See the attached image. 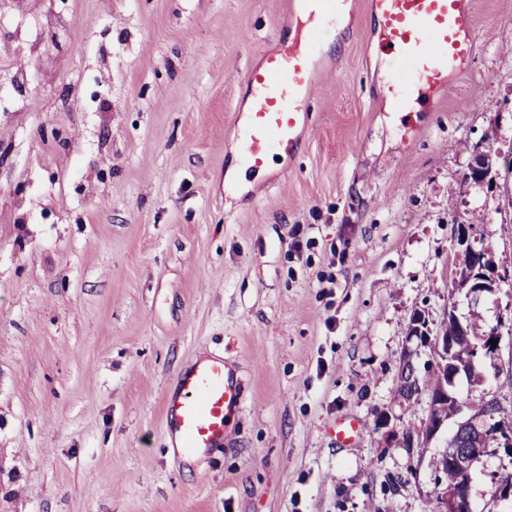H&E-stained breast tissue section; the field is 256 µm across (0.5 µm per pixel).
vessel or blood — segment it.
I'll return each instance as SVG.
<instances>
[{
    "label": "vessel or blood",
    "instance_id": "1",
    "mask_svg": "<svg viewBox=\"0 0 512 512\" xmlns=\"http://www.w3.org/2000/svg\"><path fill=\"white\" fill-rule=\"evenodd\" d=\"M352 0H290L287 45L250 66L244 81L249 101L235 124L236 154L246 173H265L270 162L290 161L308 127L310 96L326 65L324 39L335 33ZM387 60L383 89L399 111L412 110L462 78L475 47L471 0H368ZM244 403V387L223 355L181 371L166 400L165 431L178 454L192 456L230 440V418Z\"/></svg>",
    "mask_w": 512,
    "mask_h": 512
}]
</instances>
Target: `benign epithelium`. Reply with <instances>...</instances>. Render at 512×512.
I'll return each mask as SVG.
<instances>
[{"label":"benign epithelium","instance_id":"1","mask_svg":"<svg viewBox=\"0 0 512 512\" xmlns=\"http://www.w3.org/2000/svg\"><path fill=\"white\" fill-rule=\"evenodd\" d=\"M491 182V172L483 166L482 158L476 157L463 179V186L481 188ZM456 242L461 250L470 255L471 262L464 275L471 283L467 296L472 303L477 304L483 296L500 288L501 277L496 275L486 253L475 249L470 243L469 231L463 225L456 229ZM408 338L411 341L417 340L420 346L430 348L433 361H448V372L452 373L460 369L457 363L460 347H467L466 367L473 371L475 363L480 359L491 358L496 354L498 347L494 346L492 341L500 340V335L498 329L493 328L483 336L472 338L462 327L456 336H443L433 333L428 327L422 328L421 321L415 319L409 324ZM451 399L453 396L446 392L429 395L428 415L423 427L417 431L403 432L400 445L410 453L428 447L446 422L442 409L445 401ZM466 406L472 411L470 417L464 421L471 448L464 453L448 450V465L458 473V481L450 496L442 494L440 487H435L436 512H470V471L473 464L484 456H493L501 452L512 453V427L501 423L493 424V411L496 410L494 403L481 399L469 401Z\"/></svg>","mask_w":512,"mask_h":512}]
</instances>
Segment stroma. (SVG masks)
Returning a JSON list of instances; mask_svg holds the SVG:
<instances>
[{
	"instance_id": "1",
	"label": "stroma",
	"mask_w": 512,
	"mask_h": 512,
	"mask_svg": "<svg viewBox=\"0 0 512 512\" xmlns=\"http://www.w3.org/2000/svg\"><path fill=\"white\" fill-rule=\"evenodd\" d=\"M10 6L33 53L0 98V512H425L429 460L467 415L424 451L395 441L428 410L396 392L414 313L499 326L454 391L512 415V0H475L469 76L409 112L373 77L356 0L298 156L229 195L241 76L287 0ZM63 13L80 37L46 29ZM478 153L494 182L463 188ZM460 224L504 277L476 305L455 284ZM214 352L245 383L233 444L184 459L164 402ZM341 419L365 427L348 448ZM511 461L473 465L475 512H501Z\"/></svg>"
}]
</instances>
